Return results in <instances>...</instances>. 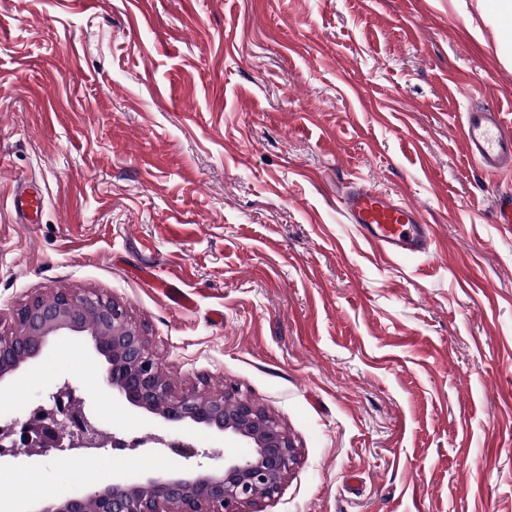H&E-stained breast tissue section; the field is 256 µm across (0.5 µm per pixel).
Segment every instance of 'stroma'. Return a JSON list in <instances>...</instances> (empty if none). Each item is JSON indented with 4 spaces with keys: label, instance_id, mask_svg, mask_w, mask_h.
<instances>
[{
    "label": "stroma",
    "instance_id": "35a3bbf8",
    "mask_svg": "<svg viewBox=\"0 0 512 512\" xmlns=\"http://www.w3.org/2000/svg\"><path fill=\"white\" fill-rule=\"evenodd\" d=\"M487 108L512 120L498 0H0V332L34 297L94 291L175 393L235 384L297 452L245 512H512V226L495 221L512 173L460 136ZM354 181L412 201L432 252L366 241L339 204ZM21 187L38 223L11 210ZM104 369L88 337L62 339L0 384V419L67 381L122 438L168 434L99 388ZM101 455L124 475L196 465ZM78 460L0 470L43 501Z\"/></svg>",
    "mask_w": 512,
    "mask_h": 512
}]
</instances>
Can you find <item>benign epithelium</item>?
<instances>
[{
    "label": "benign epithelium",
    "instance_id": "obj_1",
    "mask_svg": "<svg viewBox=\"0 0 512 512\" xmlns=\"http://www.w3.org/2000/svg\"><path fill=\"white\" fill-rule=\"evenodd\" d=\"M86 335L106 362L103 387L174 431L205 429L230 434L245 451L221 465L166 476L114 479L98 488H77L47 500L35 512H243L246 504L273 497L296 461L295 446L265 411L236 396L233 387L205 397L175 396L142 334L110 298L80 289L34 298L16 313V325L0 334V383L40 360L49 343ZM25 421L0 425V456L30 448L97 447L100 430L65 382Z\"/></svg>",
    "mask_w": 512,
    "mask_h": 512
}]
</instances>
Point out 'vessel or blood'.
Masks as SVG:
<instances>
[{
    "instance_id": "1",
    "label": "vessel or blood",
    "mask_w": 512,
    "mask_h": 512,
    "mask_svg": "<svg viewBox=\"0 0 512 512\" xmlns=\"http://www.w3.org/2000/svg\"><path fill=\"white\" fill-rule=\"evenodd\" d=\"M462 141L468 156L490 172L512 171V125L492 110L469 112L462 124ZM342 208L364 238L391 255L430 253L433 239L418 209L398 202L374 187L359 184L343 196ZM42 206L40 196L20 192L13 208L22 221H30Z\"/></svg>"
}]
</instances>
